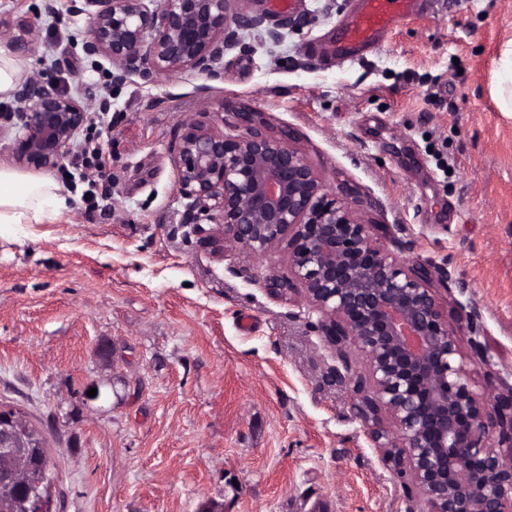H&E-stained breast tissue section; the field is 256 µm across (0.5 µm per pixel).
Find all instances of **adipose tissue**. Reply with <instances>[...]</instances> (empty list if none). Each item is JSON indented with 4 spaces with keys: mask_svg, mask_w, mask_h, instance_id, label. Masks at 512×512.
Returning <instances> with one entry per match:
<instances>
[{
    "mask_svg": "<svg viewBox=\"0 0 512 512\" xmlns=\"http://www.w3.org/2000/svg\"><path fill=\"white\" fill-rule=\"evenodd\" d=\"M68 208L67 198L48 176H28L0 166V224H41Z\"/></svg>",
    "mask_w": 512,
    "mask_h": 512,
    "instance_id": "ef3b65f1",
    "label": "adipose tissue"
}]
</instances>
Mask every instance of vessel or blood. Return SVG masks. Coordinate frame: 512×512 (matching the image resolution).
I'll return each instance as SVG.
<instances>
[{
  "mask_svg": "<svg viewBox=\"0 0 512 512\" xmlns=\"http://www.w3.org/2000/svg\"><path fill=\"white\" fill-rule=\"evenodd\" d=\"M414 7L415 0H360L350 21L337 31L332 50L347 60L357 58L405 20Z\"/></svg>",
  "mask_w": 512,
  "mask_h": 512,
  "instance_id": "obj_1",
  "label": "vessel or blood"
}]
</instances>
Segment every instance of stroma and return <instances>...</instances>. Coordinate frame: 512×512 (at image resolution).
Listing matches in <instances>:
<instances>
[{"instance_id":"1","label":"stroma","mask_w":512,"mask_h":512,"mask_svg":"<svg viewBox=\"0 0 512 512\" xmlns=\"http://www.w3.org/2000/svg\"><path fill=\"white\" fill-rule=\"evenodd\" d=\"M357 0H295L272 45L247 38L211 81L174 72L113 85L87 56L79 0H0L24 77L59 81L101 112L106 166L88 187L47 169L69 201L0 234V404L48 435L60 512H425L351 409L316 315L201 244L169 152L183 120L240 106L294 131L331 187L388 225L403 261L449 271L448 328L477 310L476 386L512 384V114L493 85L512 0H424L381 47L342 62L326 40Z\"/></svg>"}]
</instances>
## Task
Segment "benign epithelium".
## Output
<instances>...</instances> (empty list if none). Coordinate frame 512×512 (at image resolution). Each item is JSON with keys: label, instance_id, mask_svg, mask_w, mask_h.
I'll use <instances>...</instances> for the list:
<instances>
[{"label": "benign epithelium", "instance_id": "obj_1", "mask_svg": "<svg viewBox=\"0 0 512 512\" xmlns=\"http://www.w3.org/2000/svg\"><path fill=\"white\" fill-rule=\"evenodd\" d=\"M265 0H82L91 20L83 51L112 63V84H151L172 72L224 78V57L250 32L280 42L288 22L264 27ZM19 104L16 162L53 168L65 158L88 107L56 81L32 77ZM239 135L185 120L170 146L182 194L220 233L202 243L231 250L239 270L285 253L290 276L267 275L270 295H294L353 379L352 408L383 460L406 477L427 512H512V385L480 390L461 336L448 331L434 264L397 259L385 229L351 205L352 187L320 181L288 129L267 131L258 112L234 113ZM44 434L0 405V472L24 512H52L56 486L42 468Z\"/></svg>", "mask_w": 512, "mask_h": 512}]
</instances>
